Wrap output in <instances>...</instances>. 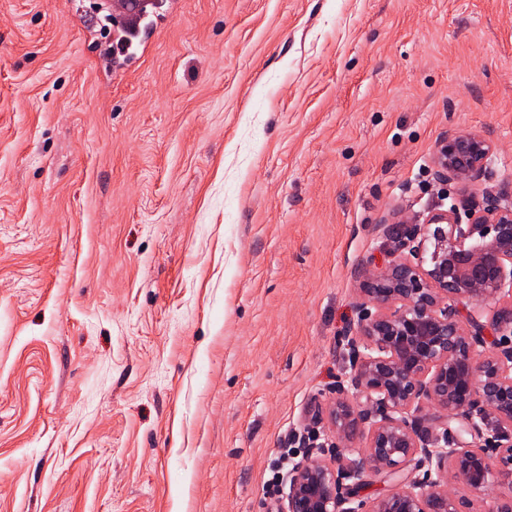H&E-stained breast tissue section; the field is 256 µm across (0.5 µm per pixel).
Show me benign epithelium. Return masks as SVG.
I'll use <instances>...</instances> for the list:
<instances>
[{
  "label": "benign epithelium",
  "mask_w": 512,
  "mask_h": 512,
  "mask_svg": "<svg viewBox=\"0 0 512 512\" xmlns=\"http://www.w3.org/2000/svg\"><path fill=\"white\" fill-rule=\"evenodd\" d=\"M493 150L480 133L448 134L437 183L469 189ZM400 226L384 244L390 260L363 274L350 383L336 382L322 407L334 462L312 451L289 469L282 512H468L459 486L494 484L508 487L494 512H512V195L486 194L464 222L453 205ZM369 474L393 488L354 507Z\"/></svg>",
  "instance_id": "obj_1"
}]
</instances>
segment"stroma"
<instances>
[{"instance_id":"35a3bbf8","label":"stroma","mask_w":512,"mask_h":512,"mask_svg":"<svg viewBox=\"0 0 512 512\" xmlns=\"http://www.w3.org/2000/svg\"><path fill=\"white\" fill-rule=\"evenodd\" d=\"M106 15L0 0V512H277L359 271L512 188V0H159L119 55ZM492 141L480 133H450L440 141L436 155L438 184L469 189L493 153Z\"/></svg>"}]
</instances>
